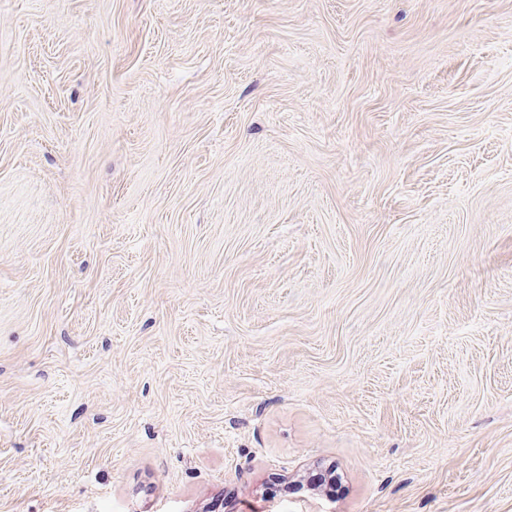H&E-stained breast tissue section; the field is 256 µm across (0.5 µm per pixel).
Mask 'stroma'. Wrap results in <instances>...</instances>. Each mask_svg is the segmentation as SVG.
Returning <instances> with one entry per match:
<instances>
[{
  "label": "stroma",
  "mask_w": 512,
  "mask_h": 512,
  "mask_svg": "<svg viewBox=\"0 0 512 512\" xmlns=\"http://www.w3.org/2000/svg\"><path fill=\"white\" fill-rule=\"evenodd\" d=\"M0 512H512V0H0Z\"/></svg>",
  "instance_id": "obj_1"
}]
</instances>
